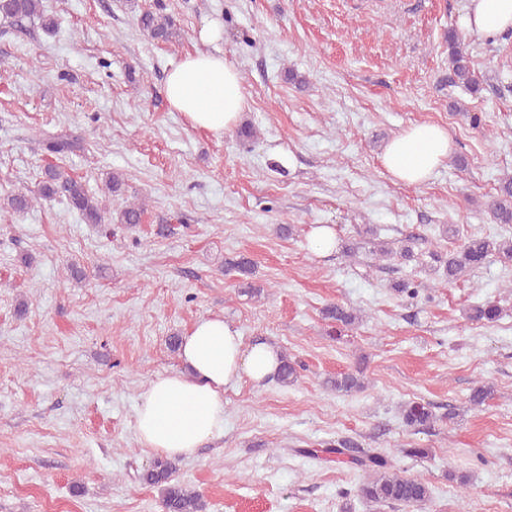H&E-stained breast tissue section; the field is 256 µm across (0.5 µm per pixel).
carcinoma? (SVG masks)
<instances>
[{
    "label": "carcinoma",
    "instance_id": "1",
    "mask_svg": "<svg viewBox=\"0 0 512 512\" xmlns=\"http://www.w3.org/2000/svg\"><path fill=\"white\" fill-rule=\"evenodd\" d=\"M166 4L157 2L153 10H144L137 17L139 28L151 38L169 41L177 35V25L173 16L165 13ZM0 18L19 25L34 18L42 20L44 28L54 26V20L43 18L42 0H0ZM448 85L463 87L475 94L481 90L480 80L471 66L468 53L461 47L456 33L448 32ZM77 141L67 137L51 138L46 142L45 150L57 156L72 152ZM38 195L42 198L63 197L68 204L80 212L91 224L104 223L103 208L99 200L90 196L83 183L68 169L53 163L45 166V177L41 182ZM490 213L498 224H512V177L501 180L497 195L488 204ZM144 208L132 204L124 208L119 223L136 225L141 223ZM431 263L443 269L448 280L458 279L462 274L473 271L491 259L503 263H512V240L472 235L466 238L459 249L443 254L437 250L428 251ZM224 271L241 276L253 275L251 260L244 256L224 260ZM499 307L488 301L473 308L470 319L475 322L491 323L498 319ZM327 319L344 327L358 323L359 317L350 308L342 305H330L324 310ZM298 363L280 355V368L277 379L284 385L298 379ZM326 385L338 392L351 393L364 388L362 370L345 372L326 381ZM402 417L411 427H430L440 420L429 406L413 402L403 410ZM358 444L351 440H338L322 449L327 455H346L354 468L368 474V480L360 487L363 498L378 502L412 506L426 502L430 497L428 484L414 477L389 472L390 462L382 453L356 454ZM178 460L158 457L151 462L143 474V480L161 490L163 512H204L205 503L195 490L173 481Z\"/></svg>",
    "mask_w": 512,
    "mask_h": 512
}]
</instances>
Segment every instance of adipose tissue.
I'll return each mask as SVG.
<instances>
[{
    "instance_id": "adipose-tissue-1",
    "label": "adipose tissue",
    "mask_w": 512,
    "mask_h": 512,
    "mask_svg": "<svg viewBox=\"0 0 512 512\" xmlns=\"http://www.w3.org/2000/svg\"><path fill=\"white\" fill-rule=\"evenodd\" d=\"M466 28L495 36L512 28V0H469ZM165 93L173 111L196 129L223 134L243 109L242 78L224 56L186 55L168 74ZM452 151L445 128L416 123L386 145L381 163L395 182L425 184ZM180 371L156 375L139 396V444L168 458L192 457L224 428V390L247 380L259 385L277 375L280 356L267 343L244 345L222 317L200 318L183 337Z\"/></svg>"
}]
</instances>
